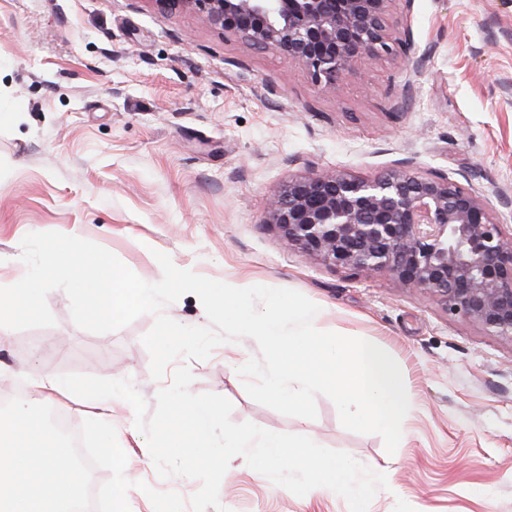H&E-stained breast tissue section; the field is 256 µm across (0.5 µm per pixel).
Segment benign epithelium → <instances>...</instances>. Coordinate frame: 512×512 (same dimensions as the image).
I'll use <instances>...</instances> for the list:
<instances>
[{
  "instance_id": "1",
  "label": "benign epithelium",
  "mask_w": 512,
  "mask_h": 512,
  "mask_svg": "<svg viewBox=\"0 0 512 512\" xmlns=\"http://www.w3.org/2000/svg\"><path fill=\"white\" fill-rule=\"evenodd\" d=\"M152 2L163 12L197 9L211 26L288 55L325 91L383 55L421 63L409 34L390 33L395 0ZM265 223L317 261L365 276L386 272L437 299L448 316L512 342V225L453 177L406 163L372 178L313 170L271 196Z\"/></svg>"
}]
</instances>
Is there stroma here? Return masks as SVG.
<instances>
[{"mask_svg": "<svg viewBox=\"0 0 512 512\" xmlns=\"http://www.w3.org/2000/svg\"><path fill=\"white\" fill-rule=\"evenodd\" d=\"M420 71L385 56L321 91L299 63L256 49L188 9L152 0H0V286L26 266L20 243L57 231L112 252L159 281L155 252L215 279L302 293L321 330L376 342L400 367L410 408L395 453L345 429L334 403L309 420L252 400L238 369L248 338L188 366L193 393L233 404V422L313 431L386 474L368 512H512V343L451 318L432 297L286 248L266 223L289 177L345 170L369 178L401 162L480 193L512 224V0H396ZM56 323L0 327V392L49 372L79 389L126 379L147 404L152 378L145 314L106 334L78 328L65 291L47 297ZM131 406L112 424L125 477L191 497L198 480L161 478ZM229 512H349L330 490L298 497L231 460L219 489Z\"/></svg>", "mask_w": 512, "mask_h": 512, "instance_id": "35a3bbf8", "label": "stroma"}]
</instances>
